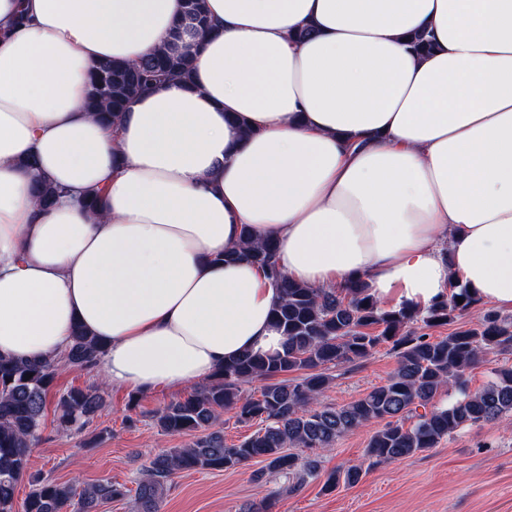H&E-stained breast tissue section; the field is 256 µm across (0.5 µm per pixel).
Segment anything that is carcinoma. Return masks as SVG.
I'll return each mask as SVG.
<instances>
[{
	"label": "carcinoma",
	"mask_w": 512,
	"mask_h": 512,
	"mask_svg": "<svg viewBox=\"0 0 512 512\" xmlns=\"http://www.w3.org/2000/svg\"><path fill=\"white\" fill-rule=\"evenodd\" d=\"M187 16L206 27L203 0H188ZM189 58L161 49L135 64L108 60L95 66L86 108L114 120L142 91L174 79H189ZM44 205L54 201L56 189L45 181L34 184ZM224 260H247L260 267L282 291L272 311L274 327L285 338L274 355L243 354L224 362L207 386L156 410L153 419L162 432L193 435L183 448H169L149 461L136 490L112 481L97 482L81 491L37 478L23 504V512H65L79 496V512H97L99 505L135 493L140 512H159L161 491L179 471H224L261 458L265 471L298 475L288 492L295 493L305 478L318 475V459L301 460L295 448L312 452L334 447L344 435L371 422L381 427L370 437L365 454L368 466L394 462L435 448L458 430L512 417V366L495 371V380L470 391L466 373L488 352L512 354V318L485 312L477 327L457 330L437 340L418 331L450 323L479 304L467 288L453 285L449 298L429 307L383 310L365 284L313 289L287 278L277 264V245L250 243L224 254ZM463 303H458V300ZM390 346L397 367L387 382L340 407L321 403L331 386L330 370L367 359L382 345ZM101 345L83 328L73 331L62 357L64 365L80 370L95 367ZM295 374L288 379L286 375ZM31 378H26V375ZM56 375L50 363L0 356V512H13L18 480L26 472L30 448L40 430L47 396ZM262 379L259 395H242V385ZM454 388L450 400L440 395ZM98 386L74 388L59 397V422L64 427L88 421L103 408ZM223 411L239 423L259 428L237 444L210 427ZM360 466L326 475L324 489L357 484Z\"/></svg>",
	"instance_id": "cac0c4a2"
}]
</instances>
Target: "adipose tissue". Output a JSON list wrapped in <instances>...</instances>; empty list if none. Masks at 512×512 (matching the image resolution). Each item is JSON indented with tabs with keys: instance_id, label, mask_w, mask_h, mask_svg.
I'll list each match as a JSON object with an SVG mask.
<instances>
[{
	"instance_id": "obj_1",
	"label": "adipose tissue",
	"mask_w": 512,
	"mask_h": 512,
	"mask_svg": "<svg viewBox=\"0 0 512 512\" xmlns=\"http://www.w3.org/2000/svg\"><path fill=\"white\" fill-rule=\"evenodd\" d=\"M185 3L0 0V355L58 360L80 326L139 392L275 355L277 284L223 260L247 232L311 288L512 312V0H204L181 36ZM163 48L190 81L85 111L98 63Z\"/></svg>"
}]
</instances>
